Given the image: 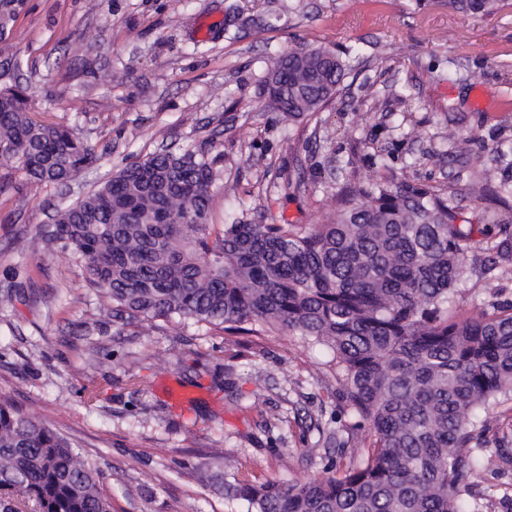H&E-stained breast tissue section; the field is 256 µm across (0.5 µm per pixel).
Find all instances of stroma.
Wrapping results in <instances>:
<instances>
[{
  "label": "stroma",
  "mask_w": 512,
  "mask_h": 512,
  "mask_svg": "<svg viewBox=\"0 0 512 512\" xmlns=\"http://www.w3.org/2000/svg\"><path fill=\"white\" fill-rule=\"evenodd\" d=\"M16 0L0 36V88L22 86L34 116L78 125L98 161L66 186L19 171L0 191V398L51 421L106 476L112 512H246L211 485L215 468L263 481H305L361 445L324 348L288 333L234 342L193 323L104 324L106 297L85 286L70 250L30 241L55 206L74 201L132 158L205 155L212 221L240 208L277 224H324L339 171L368 181L385 147L399 178L454 181L480 209L498 183L487 158L512 136V4L464 17L448 0ZM233 15L237 38L224 35ZM351 49L353 74L311 120L267 111L262 81L286 48ZM396 88L404 112L377 111ZM471 255L454 308L512 303V259L479 275ZM97 390L87 405L83 388ZM475 453L512 457V398ZM472 512H512V464L479 474Z\"/></svg>",
  "instance_id": "35a3bbf8"
}]
</instances>
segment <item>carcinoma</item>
I'll return each mask as SVG.
<instances>
[{
    "mask_svg": "<svg viewBox=\"0 0 512 512\" xmlns=\"http://www.w3.org/2000/svg\"><path fill=\"white\" fill-rule=\"evenodd\" d=\"M505 0H448L489 16ZM350 70L349 54L290 48L263 80L267 111L293 122L322 111ZM512 171V139L489 149ZM380 178H345L329 223L262 224L231 213L210 220L214 171L190 151L126 165L39 231L33 248L59 244L83 263L88 288L115 321L191 320L228 336L288 331L326 348L353 427L370 443L335 473L303 483L224 478L247 512H470L461 498L478 472L505 459L473 455L475 415L512 394V305L460 315L452 302L469 253L502 257L493 224L512 210L460 205L461 190L398 180L379 151ZM97 162L74 126L35 120L25 92L0 89V168L64 185ZM482 193L512 196V176ZM0 512H112L102 472L50 422L0 401Z\"/></svg>",
    "mask_w": 512,
    "mask_h": 512,
    "instance_id": "obj_1",
    "label": "carcinoma"
}]
</instances>
